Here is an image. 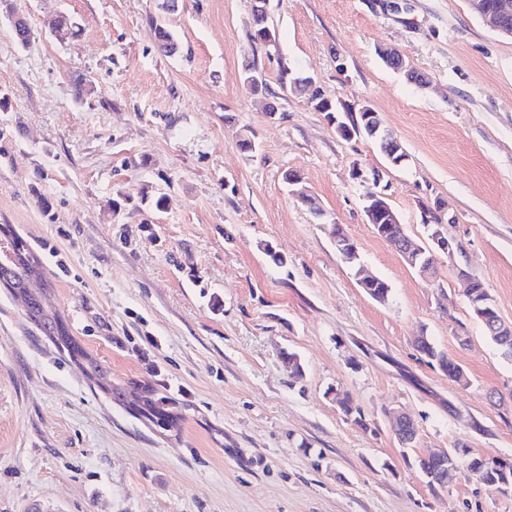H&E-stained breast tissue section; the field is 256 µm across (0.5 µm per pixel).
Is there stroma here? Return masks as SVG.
<instances>
[{"mask_svg":"<svg viewBox=\"0 0 512 512\" xmlns=\"http://www.w3.org/2000/svg\"><path fill=\"white\" fill-rule=\"evenodd\" d=\"M251 7L10 0L32 29L23 48L0 13V224L31 247L113 386L130 398L153 386L180 414L163 429L110 400L0 288V512H512V494L464 473L433 491L417 466L462 443L512 462V362L466 296L480 280L512 323V38L468 0H268V47ZM63 11L79 37L45 29ZM158 24L175 52L157 48ZM381 45L428 85L385 66ZM248 67L276 117L244 84ZM79 77L92 83L80 101ZM315 93L378 112L405 163L341 138ZM357 166L381 172L409 239L432 249L439 220L458 243L436 253L433 278L368 224ZM144 190L165 210L141 205ZM336 224L358 267L337 254ZM363 271L388 283L387 301L360 287ZM420 336L469 386L422 356ZM345 393L360 418L340 410ZM395 411L417 427L410 446Z\"/></svg>","mask_w":512,"mask_h":512,"instance_id":"1","label":"stroma"}]
</instances>
